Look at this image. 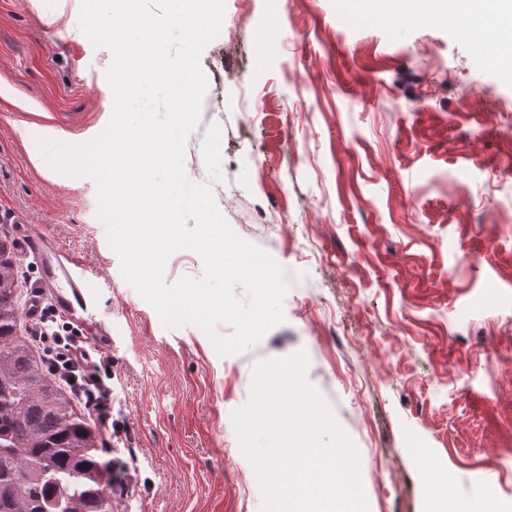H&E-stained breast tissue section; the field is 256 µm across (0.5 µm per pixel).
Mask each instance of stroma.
Wrapping results in <instances>:
<instances>
[{"label":"stroma","instance_id":"obj_1","mask_svg":"<svg viewBox=\"0 0 512 512\" xmlns=\"http://www.w3.org/2000/svg\"><path fill=\"white\" fill-rule=\"evenodd\" d=\"M79 15L80 0H0V238L29 224L98 273L126 426L96 427L98 449L139 475L112 512H261L231 414L260 363L301 350L359 452L369 512H428L430 464L468 507L511 508L512 82L492 33L341 0H226L184 174L288 292L282 322L222 354L125 280L95 181L31 162L38 140L83 144L111 119L112 54Z\"/></svg>","mask_w":512,"mask_h":512}]
</instances>
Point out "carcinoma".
Returning a JSON list of instances; mask_svg holds the SVG:
<instances>
[{"label":"carcinoma","mask_w":512,"mask_h":512,"mask_svg":"<svg viewBox=\"0 0 512 512\" xmlns=\"http://www.w3.org/2000/svg\"><path fill=\"white\" fill-rule=\"evenodd\" d=\"M0 288V512H112L95 433L17 336Z\"/></svg>","instance_id":"cac0c4a2"}]
</instances>
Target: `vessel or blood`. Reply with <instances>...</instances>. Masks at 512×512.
<instances>
[{
	"instance_id": "obj_1",
	"label": "vessel or blood",
	"mask_w": 512,
	"mask_h": 512,
	"mask_svg": "<svg viewBox=\"0 0 512 512\" xmlns=\"http://www.w3.org/2000/svg\"><path fill=\"white\" fill-rule=\"evenodd\" d=\"M18 242L40 256L45 294L81 327L86 342L100 350L111 347V332L99 317L98 294L90 288L91 276L77 257L59 240L40 232L20 234Z\"/></svg>"
}]
</instances>
